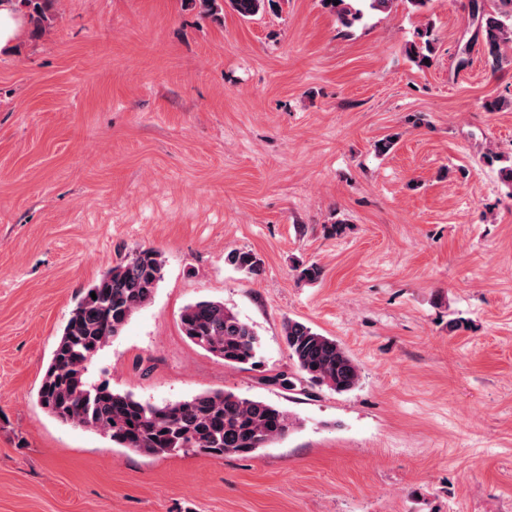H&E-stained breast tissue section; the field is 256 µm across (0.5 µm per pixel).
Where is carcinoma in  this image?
I'll return each mask as SVG.
<instances>
[{
    "label": "carcinoma",
    "mask_w": 512,
    "mask_h": 512,
    "mask_svg": "<svg viewBox=\"0 0 512 512\" xmlns=\"http://www.w3.org/2000/svg\"><path fill=\"white\" fill-rule=\"evenodd\" d=\"M34 31L48 22L52 0H15ZM232 11L248 19L276 11L279 0H224ZM338 23L351 27L364 11L387 13L394 0H321ZM477 20V34L491 70L512 63V0H494L486 9L483 0H470ZM419 41L407 52L421 68L432 59L430 28L417 32ZM226 261L248 274L259 273V260L248 251L232 250ZM164 261L153 248L124 256L88 289L77 303L59 336L43 374L38 402L63 425L99 432L121 448L151 455L193 451L220 457L249 455L282 439L298 421L287 410L263 400L241 397L231 391L203 392L190 398L152 404L130 393L112 390L107 382L92 384L88 367L112 338L119 335L133 313L148 304L162 279ZM96 297H91V294ZM184 335L196 346L240 368L259 364L260 341L253 327L218 301H198L180 316ZM289 358L311 386L336 392L355 388L361 379L356 362L336 339L308 324L290 319L283 327Z\"/></svg>",
    "instance_id": "1"
}]
</instances>
